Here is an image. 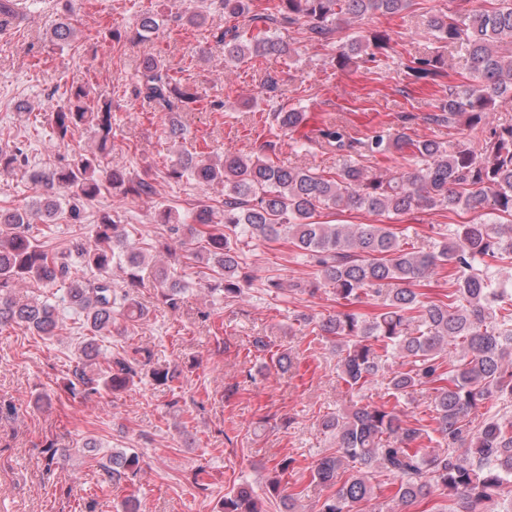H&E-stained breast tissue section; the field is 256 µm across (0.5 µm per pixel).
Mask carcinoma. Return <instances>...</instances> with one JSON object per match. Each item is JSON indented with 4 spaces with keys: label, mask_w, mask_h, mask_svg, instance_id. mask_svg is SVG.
Segmentation results:
<instances>
[{
    "label": "carcinoma",
    "mask_w": 512,
    "mask_h": 512,
    "mask_svg": "<svg viewBox=\"0 0 512 512\" xmlns=\"http://www.w3.org/2000/svg\"><path fill=\"white\" fill-rule=\"evenodd\" d=\"M224 15L241 18L216 39L224 66L234 67L253 57L291 54L270 25L297 28L303 42L335 50L336 66L352 60L376 63L393 50L385 30H366L345 39L343 26L369 16H396L411 0H268L253 12L251 0H215ZM73 0H61L52 27L54 45H70L75 28ZM164 18L154 11L140 14L135 35L145 39L159 32ZM426 29L437 43L434 51L400 61L416 82L437 83L449 60L445 52L466 59L468 76L462 90L450 85L446 98L426 120L455 131V141L414 139L405 129L376 131L363 138L330 123L319 130V145L347 154L333 174L312 168L281 165L271 159L227 151L210 160L182 149L166 177L200 186H224L222 213L203 203L186 213L161 206L154 222L169 225L172 234L188 231L201 244L200 259L217 270L224 300L234 301L251 284L238 247L244 238L263 243L287 239L311 276L284 283L270 279L266 287L314 295L328 288L347 309L315 323L316 335L333 343L337 377L360 392L376 380L385 395L400 401L417 390L434 386V426L405 419L388 402L359 399L346 412L323 419L336 450L316 460L313 481L336 488L318 512H361L375 499L370 474L380 472L397 486L395 498L408 506L442 490L448 506L438 512H512V497L501 491L512 484V122H497L494 112L512 105V0H448V9L426 18ZM133 92L153 111L165 116L173 141L187 140L179 113L198 101L196 92L170 73L164 62L145 57ZM67 103L50 112L55 141L65 142L74 130L89 127L98 137L94 152L71 163L35 175L42 192L37 213L45 219L58 212L61 193L71 202V217L103 191L123 197H150L155 178L149 170L132 174L103 167L112 153V100L90 97L84 85L66 90ZM305 113L290 108L272 113L283 133L295 131ZM407 156L396 170L373 172L363 164L392 152ZM19 147H0V168L25 165ZM366 212L402 216L414 210H463L475 215L466 224H450L438 245L425 250L408 246L389 224H333L323 211ZM27 212L0 208V327L23 325L39 336L59 327L56 305L48 300H23L19 284L36 278L47 285L70 281L69 302L86 314L88 336L80 347L64 387L72 396L88 397L106 390L119 393L149 373L159 385L176 378L168 368L147 369L152 354L145 348L118 352L106 365L97 363L98 338L112 332L117 317L137 323L146 316L135 299L142 287L143 256L127 243L124 225L104 212L93 244L78 243L75 251L93 272L86 280L71 277L65 254L50 253L28 235ZM449 265L452 288L437 300L423 301L414 285ZM122 274L117 291L114 272ZM154 280L165 289L163 299L175 312L184 286L163 263L154 265ZM364 299L375 301L376 313L366 319L351 309ZM407 369L393 370L389 358ZM348 462L359 469L336 485ZM292 460L278 463L268 480V493L280 494L281 477ZM141 469L136 453L116 452L100 464V482L112 485ZM220 512H266L264 500L248 485L224 497Z\"/></svg>",
    "instance_id": "cac0c4a2"
}]
</instances>
